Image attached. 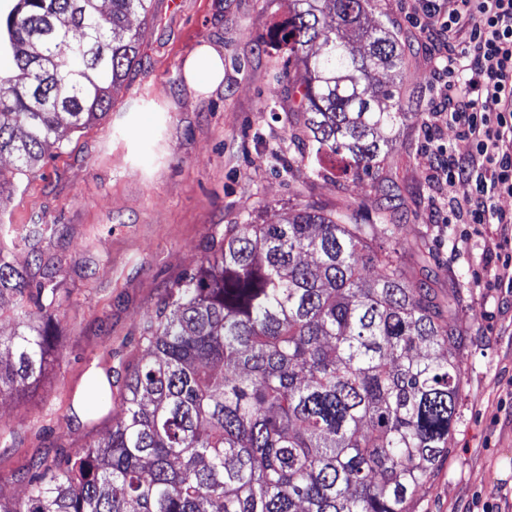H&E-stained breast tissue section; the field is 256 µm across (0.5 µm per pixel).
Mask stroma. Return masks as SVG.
<instances>
[{
    "label": "stroma",
    "mask_w": 512,
    "mask_h": 512,
    "mask_svg": "<svg viewBox=\"0 0 512 512\" xmlns=\"http://www.w3.org/2000/svg\"><path fill=\"white\" fill-rule=\"evenodd\" d=\"M132 16L138 63L112 93L107 115L73 133L33 173L12 158L0 172L15 188L0 208V250L16 266L29 225L60 283L55 361L28 398L0 399V494L16 499L54 458L103 439L111 406L74 413L95 371L124 373L139 350L140 318L205 255L214 227L248 219L280 224L297 205L354 214L384 239L396 224L435 260L439 297L463 298L467 341L452 353L464 371L447 457L416 494L417 512H512V294L484 287L488 229L438 224L448 187L431 177L423 149L438 64L412 16L414 0H374L368 24L395 31L404 67L379 71L396 84L402 116L378 175L308 158L303 65L273 37L288 0H149ZM202 45L224 59V79L201 92L185 62Z\"/></svg>",
    "instance_id": "35a3bbf8"
}]
</instances>
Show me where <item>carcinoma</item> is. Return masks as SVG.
<instances>
[{"mask_svg":"<svg viewBox=\"0 0 512 512\" xmlns=\"http://www.w3.org/2000/svg\"><path fill=\"white\" fill-rule=\"evenodd\" d=\"M0 13V157L37 167L111 108L137 56L130 17L148 0H11ZM280 41L304 66L302 103L315 162L380 170L400 112L376 82L403 50L366 26L373 0H291ZM367 43L349 50L347 37ZM318 45L322 53L311 52ZM210 252L140 319L141 357L94 400L121 417L102 442L46 465L0 512H412L448 455L463 371V299L421 281L428 258L386 225L310 205L283 224H226ZM0 255V397H21L53 364V272ZM377 277H364L367 265Z\"/></svg>","mask_w":512,"mask_h":512,"instance_id":"1","label":"carcinoma"}]
</instances>
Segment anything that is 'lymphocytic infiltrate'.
<instances>
[{
  "label": "lymphocytic infiltrate",
  "mask_w": 512,
  "mask_h": 512,
  "mask_svg": "<svg viewBox=\"0 0 512 512\" xmlns=\"http://www.w3.org/2000/svg\"><path fill=\"white\" fill-rule=\"evenodd\" d=\"M418 6L424 34L444 49L431 108L471 146L456 156L438 130H427L432 176L468 188L449 196L448 223L495 225L499 256L485 285L512 292V211L499 205L512 195V0H457L448 15L439 0Z\"/></svg>",
  "instance_id": "f902f5d3"
}]
</instances>
